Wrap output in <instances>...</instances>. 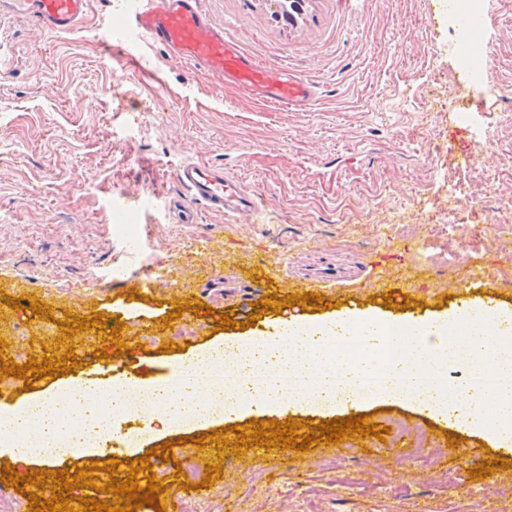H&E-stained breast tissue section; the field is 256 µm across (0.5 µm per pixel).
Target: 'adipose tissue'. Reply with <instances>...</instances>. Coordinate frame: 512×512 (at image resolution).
<instances>
[{"instance_id":"1","label":"adipose tissue","mask_w":512,"mask_h":512,"mask_svg":"<svg viewBox=\"0 0 512 512\" xmlns=\"http://www.w3.org/2000/svg\"><path fill=\"white\" fill-rule=\"evenodd\" d=\"M484 326H471L456 340L460 317L449 313L406 322L403 351L378 378L372 397L414 404L448 419L456 429L481 433L512 444V351L493 352L492 344L511 323L495 307H477ZM390 323L366 311H351L323 321H289L263 336L237 339L232 350L215 343L173 366L163 378L139 389L151 431L185 429L234 420L245 413L267 416L288 411L328 413L353 404L369 377L361 360L326 362V346L339 339L367 347L381 345ZM494 358L502 377L492 398L475 391L466 378L451 379L450 365L465 360L481 365ZM127 402L124 377L97 384H67L32 396L0 411V439H8L29 423L39 433L28 445L11 449L20 464L51 463L73 449L95 452L104 437L119 438L117 418ZM80 413L85 425L72 429L67 410Z\"/></svg>"}]
</instances>
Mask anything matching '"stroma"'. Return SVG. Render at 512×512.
Returning a JSON list of instances; mask_svg holds the SVG:
<instances>
[{"mask_svg": "<svg viewBox=\"0 0 512 512\" xmlns=\"http://www.w3.org/2000/svg\"><path fill=\"white\" fill-rule=\"evenodd\" d=\"M448 3L308 0L292 27L272 21L267 0H203L245 50L317 86L305 112L253 102L156 47L149 71L122 66L102 48L98 12L60 35L1 18L13 59L0 72V358L70 347L78 365L0 380V409L93 377L115 325L128 342L113 364L149 374L294 315L362 310L402 323L482 303L512 312V252L473 235L495 219L512 239V213L497 209L512 195V0L485 16L502 65L493 86L465 98L462 131L436 103L466 82ZM187 158L226 166L261 196V212L246 220L201 207L195 223L172 222L163 200L180 194L172 171ZM111 203L127 208L124 226L109 222ZM247 265L271 278L264 309L244 308L242 291L223 282ZM469 275L480 287L461 290ZM310 293L323 308L301 303ZM286 296L291 305H277ZM160 307L170 319L141 335ZM92 316L105 328L68 334ZM356 413L382 429L406 422L434 446L400 464L379 455L390 442L374 436L351 437L338 454L252 460L244 448L231 459L216 438L228 423L171 432L139 455L180 440L221 472L190 489L174 462H159L156 502L138 512H486L496 492L512 502V456L487 436L402 403L369 400ZM454 439L479 458L450 461ZM490 460L494 472L481 473Z\"/></svg>", "mask_w": 512, "mask_h": 512, "instance_id": "1", "label": "stroma"}]
</instances>
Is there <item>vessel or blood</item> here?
Instances as JSON below:
<instances>
[{
	"label": "vessel or blood",
	"instance_id": "b4317fda",
	"mask_svg": "<svg viewBox=\"0 0 512 512\" xmlns=\"http://www.w3.org/2000/svg\"><path fill=\"white\" fill-rule=\"evenodd\" d=\"M91 2L0 0V16L20 17L56 34L85 21ZM114 21L109 31L112 47L130 66L143 67L145 46L156 45L192 70L269 105L303 112L317 98L316 87L298 74L266 67L243 52L223 26L207 16L201 0H117ZM173 177L182 193L168 199L166 209L181 223H193L199 205L234 218L257 215L262 208L261 199L223 166L187 159Z\"/></svg>",
	"mask_w": 512,
	"mask_h": 512
}]
</instances>
